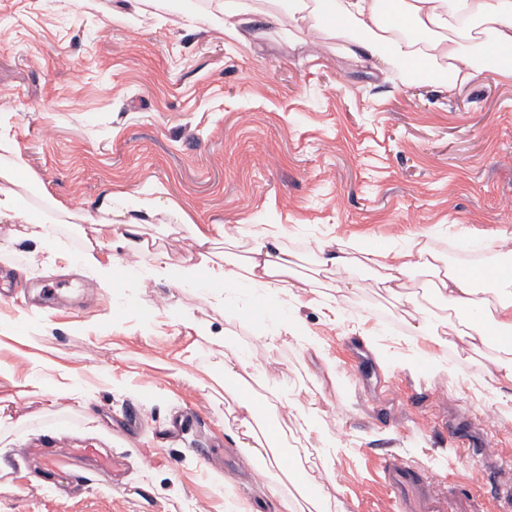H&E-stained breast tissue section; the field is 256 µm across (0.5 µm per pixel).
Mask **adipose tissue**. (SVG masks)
I'll return each instance as SVG.
<instances>
[{
    "instance_id": "1",
    "label": "adipose tissue",
    "mask_w": 512,
    "mask_h": 512,
    "mask_svg": "<svg viewBox=\"0 0 512 512\" xmlns=\"http://www.w3.org/2000/svg\"><path fill=\"white\" fill-rule=\"evenodd\" d=\"M216 11L231 19L234 27H247L253 37L264 28L284 24L275 9L252 6L245 0H211ZM295 13H309L317 25L333 24L336 31L354 28L356 50L384 63H413L428 80L457 88L490 73L512 82V0H297ZM99 234L112 248V257L100 246H88L77 258L92 273L98 287L111 286L123 252L148 253L152 264L138 270L139 278L167 280L183 288L212 293L225 289L263 292L278 302L277 314L267 329L266 358H273L280 337L296 333L297 318L288 299L308 288L298 277L296 257L287 251L272 252L271 242L280 236L278 225H255L245 230L244 262L217 256L198 228L190 234L197 246L194 263H173L155 241L144 235L157 213V201L148 192L107 195L100 207ZM124 220L114 229L115 217ZM319 270L332 273L371 264L379 270L374 283L393 300H405L406 324L413 335L428 339L435 353L463 344L476 355L495 349L487 375L490 382L512 383V262L488 269L448 265L428 246L427 234H419L400 248L381 252L358 241L329 240L318 246ZM425 277L421 297L407 296L417 277ZM224 361V394L240 412V432L235 441L256 462L265 490L276 498L281 512H320L317 498L304 494L310 475L289 470L278 449L284 432L277 423L260 425L250 382L259 373L257 356L250 348L230 346Z\"/></svg>"
}]
</instances>
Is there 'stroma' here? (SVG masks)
<instances>
[{
  "instance_id": "1",
  "label": "stroma",
  "mask_w": 512,
  "mask_h": 512,
  "mask_svg": "<svg viewBox=\"0 0 512 512\" xmlns=\"http://www.w3.org/2000/svg\"><path fill=\"white\" fill-rule=\"evenodd\" d=\"M181 15L127 0H0V167L21 160L32 176L25 209L53 237L48 248L18 239L19 220H0V271L68 285L49 305L35 289L0 302V512H225L233 496L256 512L279 508L231 438L226 350L208 341L256 347L273 305L236 293L224 307L204 290L130 279L126 268L152 261L132 252L113 287L86 300L73 258L96 243L81 216L106 194L153 190L148 232L176 262L195 260L196 246L172 207L218 247L225 229L266 216L305 276L332 238L383 249L429 231L441 246L464 234L486 248L512 233V83L484 75L449 90L395 65L378 70L350 42L306 26L246 44L223 16L185 27ZM328 280L343 318L299 293L298 338L252 384L263 403L272 386L291 391L277 408L290 430L283 457L322 468L323 435L338 437L318 491L327 512H384L385 452L432 475L455 512H491L488 494H451L444 475L472 472L478 439L512 476V383L485 387L483 368L456 352L437 369L427 339L390 326L403 307L370 287L369 270ZM180 304L196 327L170 319ZM67 376L81 395L58 393ZM381 386L383 402L373 398ZM312 404L317 428L297 429ZM133 408L141 422L131 429ZM57 430L124 454L122 483H100L89 458L57 466Z\"/></svg>"
}]
</instances>
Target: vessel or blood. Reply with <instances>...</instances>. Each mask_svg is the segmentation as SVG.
<instances>
[{"label":"vessel or blood","instance_id":"b4317fda","mask_svg":"<svg viewBox=\"0 0 512 512\" xmlns=\"http://www.w3.org/2000/svg\"><path fill=\"white\" fill-rule=\"evenodd\" d=\"M54 445L55 458L62 465L79 457L97 458L98 475L106 483H114L122 471L119 458L101 455L99 449L74 447L61 435L55 438ZM471 454L483 479L478 484L464 479V490L473 491L480 485L488 487L493 501L506 512H512V478L496 475V456L488 448L472 449ZM381 479L387 490L390 512H453L451 501L435 493L431 480L398 456L383 458Z\"/></svg>","mask_w":512,"mask_h":512}]
</instances>
